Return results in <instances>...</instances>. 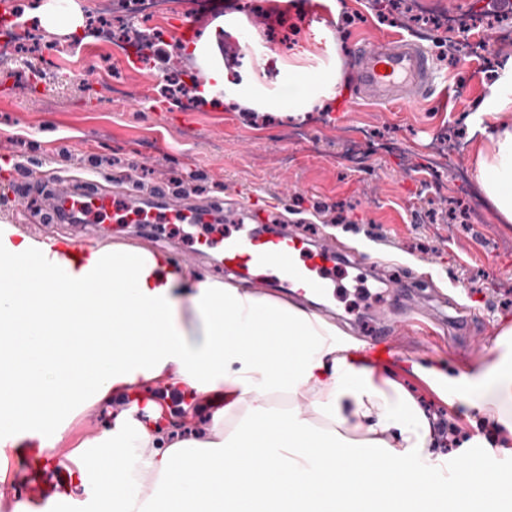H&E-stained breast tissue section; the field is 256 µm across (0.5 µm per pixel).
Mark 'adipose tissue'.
Segmentation results:
<instances>
[{"label": "adipose tissue", "mask_w": 512, "mask_h": 512, "mask_svg": "<svg viewBox=\"0 0 512 512\" xmlns=\"http://www.w3.org/2000/svg\"><path fill=\"white\" fill-rule=\"evenodd\" d=\"M202 96L301 115L327 107L343 82L332 56L288 92L214 69ZM499 124L478 150L475 178L512 224V61L477 106ZM357 345L301 306L200 278L167 255L93 241L79 247L0 221V447L48 454L76 412L162 381L214 406L204 441L165 445L180 420L153 404L152 425L120 412L69 456L61 499L88 512H428L436 495L500 512L469 450L459 480L429 483L412 463L440 460L437 425L389 370L364 366ZM488 366L423 371L449 402L467 404L470 443L512 456V339ZM288 396L287 408L273 401ZM383 466H376V459ZM399 475V490L390 478Z\"/></svg>", "instance_id": "ef3b65f1"}]
</instances>
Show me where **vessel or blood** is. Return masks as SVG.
<instances>
[{
	"label": "vessel or blood",
	"mask_w": 512,
	"mask_h": 512,
	"mask_svg": "<svg viewBox=\"0 0 512 512\" xmlns=\"http://www.w3.org/2000/svg\"><path fill=\"white\" fill-rule=\"evenodd\" d=\"M439 80L437 65L423 46L399 36H382L361 45L354 66V84L361 101L374 104H403L431 97ZM59 212L84 209L102 214L113 223L138 221L130 203H117L108 192L64 191L53 200ZM221 264L231 272L244 271L266 288H291L298 295H326L336 288L325 269L332 255L329 249L311 250L307 237L298 233L247 232L225 236L221 243ZM486 474L505 507H512V471L490 464Z\"/></svg>",
	"instance_id": "vessel-or-blood-1"
}]
</instances>
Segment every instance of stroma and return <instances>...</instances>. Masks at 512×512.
Masks as SVG:
<instances>
[{"label": "stroma", "mask_w": 512, "mask_h": 512, "mask_svg": "<svg viewBox=\"0 0 512 512\" xmlns=\"http://www.w3.org/2000/svg\"><path fill=\"white\" fill-rule=\"evenodd\" d=\"M288 42L271 40L266 25L273 0H222L224 13H243L262 35L255 57L237 41H224L226 66L251 70L269 91L282 67L300 77L317 69L326 28L353 75L358 45L384 35L418 39L441 74L434 94L443 105L376 107L340 93L322 112L295 117L254 114L234 107L198 106L173 112L138 111L137 103L164 100L170 77L207 73L208 61L186 55L163 70L145 62L127 66L129 45L113 40L106 50L72 47L71 35L44 34L38 52L0 56V220L46 239L85 244L78 224L54 217L53 197L70 189H109L137 194L154 204V191L171 200L196 201L209 220L243 197L273 208L276 228L316 233L320 245L343 257L335 271L346 289L363 275L372 291L392 294L386 303L351 304L287 289L273 298L306 307L366 342L377 328L404 347L389 361L395 376L437 418L449 410L468 416L465 404L449 407L422 379L420 367H441L452 376L470 373L488 360L498 334L512 327V225L499 222L474 179L480 141L497 119L474 122L475 105L495 91L490 64L512 58V12L494 26L486 19L494 0H415L416 13L466 17V29L418 36L382 19L373 0H341L338 14L295 0ZM183 0H165L154 27L167 44L200 40L215 15H185ZM36 67L38 89L20 81L19 70ZM464 201L466 223L448 218L451 202ZM106 240L155 249L188 270L251 289L249 279L221 272L218 253L197 254L185 231L151 233L140 224H108Z\"/></svg>", "instance_id": "1"}]
</instances>
